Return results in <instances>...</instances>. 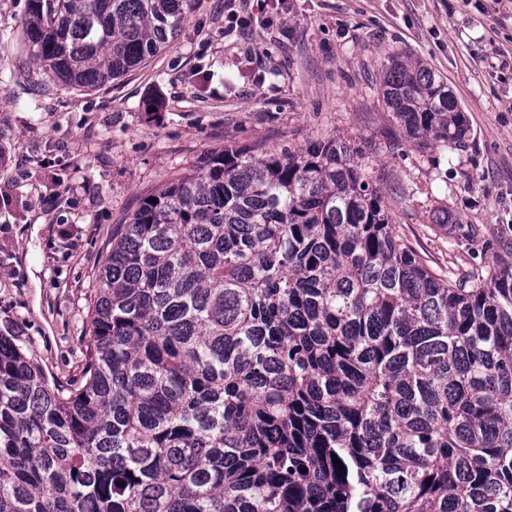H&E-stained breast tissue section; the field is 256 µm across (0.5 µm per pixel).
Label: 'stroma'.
Returning a JSON list of instances; mask_svg holds the SVG:
<instances>
[{
	"label": "stroma",
	"instance_id": "35a3bbf8",
	"mask_svg": "<svg viewBox=\"0 0 512 512\" xmlns=\"http://www.w3.org/2000/svg\"><path fill=\"white\" fill-rule=\"evenodd\" d=\"M170 48L94 89L29 63L30 0H0V334L45 372L79 377L119 224L225 144L339 136L410 207L397 231L438 272L512 257V0H192ZM252 13L231 26L229 10ZM281 15L282 23L266 25ZM423 62L464 107L462 150L397 135L379 91L390 55ZM160 99L148 111L149 99ZM452 216L447 229L431 221Z\"/></svg>",
	"mask_w": 512,
	"mask_h": 512
}]
</instances>
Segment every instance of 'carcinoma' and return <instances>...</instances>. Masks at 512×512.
Segmentation results:
<instances>
[{"instance_id": "carcinoma-1", "label": "carcinoma", "mask_w": 512, "mask_h": 512, "mask_svg": "<svg viewBox=\"0 0 512 512\" xmlns=\"http://www.w3.org/2000/svg\"><path fill=\"white\" fill-rule=\"evenodd\" d=\"M191 8L31 0L30 63L99 88ZM379 89L417 146H466L434 69L393 54ZM361 158L231 146L144 196L76 381L0 336V512H512V264L431 269Z\"/></svg>"}]
</instances>
